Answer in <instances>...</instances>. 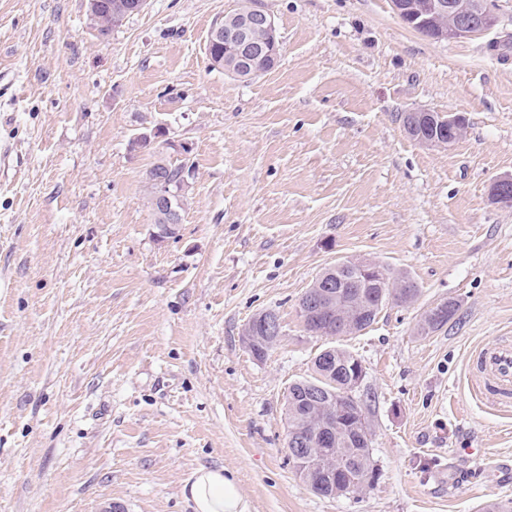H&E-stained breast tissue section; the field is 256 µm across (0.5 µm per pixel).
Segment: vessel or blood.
<instances>
[{
    "mask_svg": "<svg viewBox=\"0 0 512 512\" xmlns=\"http://www.w3.org/2000/svg\"><path fill=\"white\" fill-rule=\"evenodd\" d=\"M478 376L472 385L474 398L497 410L512 408V338L481 347L471 356Z\"/></svg>",
    "mask_w": 512,
    "mask_h": 512,
    "instance_id": "b4317fda",
    "label": "vessel or blood"
}]
</instances>
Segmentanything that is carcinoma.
<instances>
[{"instance_id": "1", "label": "carcinoma", "mask_w": 512, "mask_h": 512, "mask_svg": "<svg viewBox=\"0 0 512 512\" xmlns=\"http://www.w3.org/2000/svg\"><path fill=\"white\" fill-rule=\"evenodd\" d=\"M117 0H95V8L99 17L100 33L109 35L114 26L111 24V12ZM211 61L218 64L224 71L235 77L250 80L271 68L272 60L260 61L251 67L239 64L228 48L221 45ZM186 167L184 161L172 162L167 159H158L148 172V177L162 173L168 179L176 181L182 177ZM321 291H329L336 294V301L344 307L345 320L336 321H311L305 323V327L312 333L327 337L344 336L359 333L369 327L376 319L381 309L389 303L407 304L415 300L418 288L407 277L387 276V278H374L368 274H362L341 264V267H329L320 273L313 281L311 287L304 293L301 300L315 295ZM448 319L440 322L432 317L433 309H428L422 316L423 331H437L448 324L458 311V306L453 301H446ZM277 344L272 336L260 335L250 347L252 355L262 360L268 352ZM336 364L325 365L321 363V356H316L313 361L314 376L309 379L299 380L288 389L287 412L288 427H301L305 425L314 409L313 396H318L320 401H332L348 395V382L355 368L362 366L361 360L351 352L332 347ZM327 447L336 449V490L353 497L362 492L357 486L347 484L346 474L351 473L359 479L366 474L376 477V470L372 463V440L363 438L354 431L349 418L339 417L336 420V430L329 436Z\"/></svg>"}]
</instances>
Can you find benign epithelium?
Instances as JSON below:
<instances>
[{
  "mask_svg": "<svg viewBox=\"0 0 512 512\" xmlns=\"http://www.w3.org/2000/svg\"><path fill=\"white\" fill-rule=\"evenodd\" d=\"M497 0H423L421 3L405 4L403 8L426 17L440 18L448 16V23L435 28L431 38L435 40L453 41L461 38L481 35L491 30L497 23ZM256 28H263L271 33L275 32L274 19L264 10L250 4L236 15L233 23L217 22L211 29L207 46L222 41L233 45L238 50V58L244 64H253L271 57L268 47L254 41L251 33ZM430 120L434 134L425 136L417 129V123L423 118ZM403 125L409 135L428 147L445 148L457 143L465 134L464 125L460 115L452 112H426L413 111L403 118ZM190 174H184L181 182L174 186L166 178L156 176L152 179V200L155 212L169 222L175 223L180 211L179 198L185 194L189 187ZM512 189V175L497 178L491 186L496 204L502 208H512V197L508 190ZM262 331L274 336L279 333L277 322L267 316H258L251 322L250 335L245 337V343H251V336ZM355 408L356 428L360 434L369 436L368 425L360 404L348 405L343 401H336V405L324 412L305 435L300 430L290 429L289 443L298 447L309 445L317 447L327 439L332 417L341 415L344 411ZM320 470L332 473L333 466L321 454L311 453L304 458L301 478H306L310 471Z\"/></svg>",
  "mask_w": 512,
  "mask_h": 512,
  "instance_id": "obj_1",
  "label": "benign epithelium"
}]
</instances>
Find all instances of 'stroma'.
I'll use <instances>...</instances> for the list:
<instances>
[{"label":"stroma","instance_id":"1","mask_svg":"<svg viewBox=\"0 0 512 512\" xmlns=\"http://www.w3.org/2000/svg\"><path fill=\"white\" fill-rule=\"evenodd\" d=\"M244 0H149L109 37L87 0H0V512H191L202 466L249 512H481L512 501V412L471 395V352L512 336V0L454 41L391 0H258L271 71L210 64L213 24ZM468 122L427 147L400 116ZM160 128L154 145L130 138ZM192 167L159 238L147 172ZM366 259L419 294L339 338L361 358L377 469L325 498L288 457L286 395L329 338L298 303L337 261ZM459 305L441 330L422 314ZM271 310L264 359L243 342ZM425 117L430 120V126L434 129V134L431 136H424L417 129L418 121ZM403 125L409 135L428 147L445 148L451 146L457 143L465 134L461 116L452 112H408L403 118ZM439 131L447 133L448 137H441Z\"/></svg>","mask_w":512,"mask_h":512}]
</instances>
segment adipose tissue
<instances>
[{
	"instance_id": "1",
	"label": "adipose tissue",
	"mask_w": 512,
	"mask_h": 512,
	"mask_svg": "<svg viewBox=\"0 0 512 512\" xmlns=\"http://www.w3.org/2000/svg\"><path fill=\"white\" fill-rule=\"evenodd\" d=\"M194 512H248L234 476L221 468L196 470L183 488Z\"/></svg>"
}]
</instances>
